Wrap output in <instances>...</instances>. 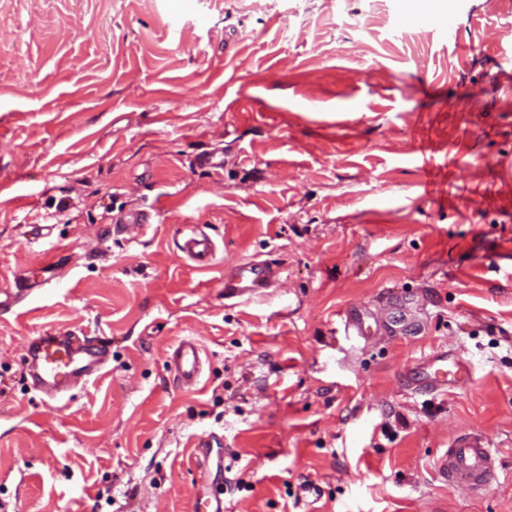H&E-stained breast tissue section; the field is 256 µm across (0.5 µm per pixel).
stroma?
Masks as SVG:
<instances>
[{
  "instance_id": "1",
  "label": "stroma",
  "mask_w": 512,
  "mask_h": 512,
  "mask_svg": "<svg viewBox=\"0 0 512 512\" xmlns=\"http://www.w3.org/2000/svg\"><path fill=\"white\" fill-rule=\"evenodd\" d=\"M430 5L0 0V293L46 278L0 310V512H192L204 473L229 512H512V0ZM250 261L281 286L225 299ZM66 331L106 362L51 400L21 361ZM441 346L471 382L412 393ZM467 429L499 450L479 494L434 468ZM207 228L205 224L192 225L178 244L181 254L193 260L198 269H208L213 266L214 247L205 231ZM343 324L344 335L348 338H365L364 316L359 310L347 309L339 315ZM202 349L193 339H182L168 357L177 382L188 389L195 387L202 371Z\"/></svg>"
}]
</instances>
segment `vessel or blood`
Returning a JSON list of instances; mask_svg holds the SVG:
<instances>
[{
    "instance_id": "b4317fda",
    "label": "vessel or blood",
    "mask_w": 512,
    "mask_h": 512,
    "mask_svg": "<svg viewBox=\"0 0 512 512\" xmlns=\"http://www.w3.org/2000/svg\"><path fill=\"white\" fill-rule=\"evenodd\" d=\"M182 255L193 260L200 269L210 268L214 258L213 242L204 225H192L178 244ZM278 277L277 271L260 262H249L225 277L224 297L250 301L268 294ZM345 336L366 335L364 316L348 309L340 314ZM202 349L192 339H183L173 349L168 362L177 382L195 387L202 371ZM105 348L98 344L75 342L70 336H40L29 344L24 365L36 388L45 396L62 394L77 380H88L104 362ZM473 365L462 356L436 352L415 360L408 372V384L416 391L438 392L449 385L471 379ZM500 461L487 437L477 431L458 435L437 457L439 475L449 483L467 487L475 493L486 489L495 478ZM193 512H224V500L214 494L208 483H200Z\"/></svg>"
}]
</instances>
